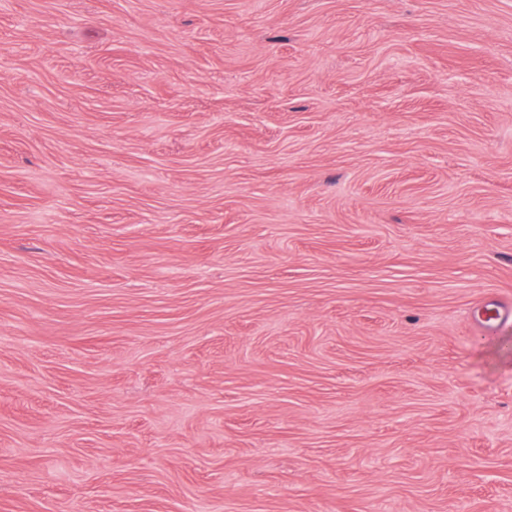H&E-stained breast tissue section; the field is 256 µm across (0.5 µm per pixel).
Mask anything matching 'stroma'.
<instances>
[{
  "label": "stroma",
  "instance_id": "35a3bbf8",
  "mask_svg": "<svg viewBox=\"0 0 512 512\" xmlns=\"http://www.w3.org/2000/svg\"><path fill=\"white\" fill-rule=\"evenodd\" d=\"M512 0H0V512H512ZM480 323L487 326L505 324L512 318V304L496 303L482 306L478 311Z\"/></svg>",
  "mask_w": 512,
  "mask_h": 512
}]
</instances>
